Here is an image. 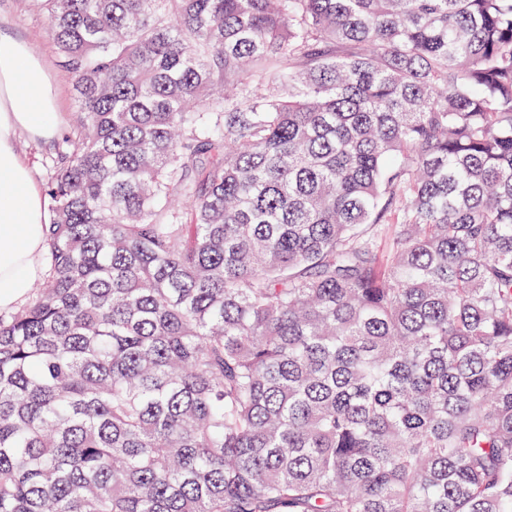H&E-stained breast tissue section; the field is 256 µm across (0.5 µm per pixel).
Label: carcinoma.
Listing matches in <instances>:
<instances>
[{
  "label": "carcinoma",
  "mask_w": 512,
  "mask_h": 512,
  "mask_svg": "<svg viewBox=\"0 0 512 512\" xmlns=\"http://www.w3.org/2000/svg\"><path fill=\"white\" fill-rule=\"evenodd\" d=\"M32 2L0 512H512V0ZM0 34L27 42L45 63L59 96L57 113L55 88L41 60L23 42L0 41L1 310L27 299L41 275L40 254L45 224H49L46 209L52 217L45 189L58 156L66 149L64 139L73 128L77 108L45 14L30 7L27 0H0ZM20 132L16 147L33 178L15 148ZM57 132L50 141L28 136L46 139ZM27 301L1 310L0 316H9Z\"/></svg>",
  "instance_id": "obj_1"
}]
</instances>
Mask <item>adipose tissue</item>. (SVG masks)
<instances>
[{"mask_svg": "<svg viewBox=\"0 0 512 512\" xmlns=\"http://www.w3.org/2000/svg\"><path fill=\"white\" fill-rule=\"evenodd\" d=\"M57 131L56 92L45 66L25 43L0 42V310L27 299L40 277L48 222L15 139L21 132L46 139Z\"/></svg>", "mask_w": 512, "mask_h": 512, "instance_id": "obj_1", "label": "adipose tissue"}]
</instances>
